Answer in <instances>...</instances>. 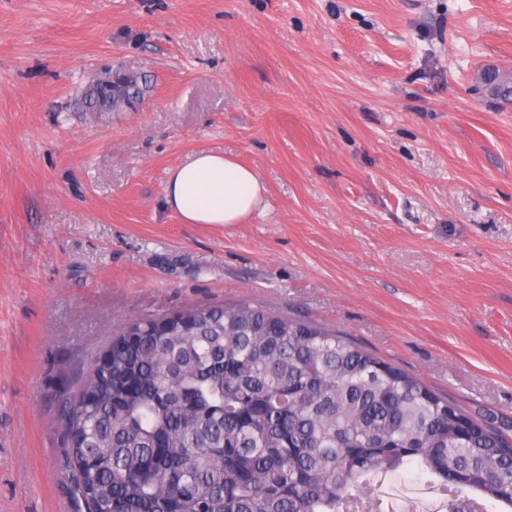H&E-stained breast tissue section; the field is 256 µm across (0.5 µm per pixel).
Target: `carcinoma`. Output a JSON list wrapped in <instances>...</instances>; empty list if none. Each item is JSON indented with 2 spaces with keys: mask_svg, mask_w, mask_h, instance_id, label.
Here are the masks:
<instances>
[{
  "mask_svg": "<svg viewBox=\"0 0 512 512\" xmlns=\"http://www.w3.org/2000/svg\"><path fill=\"white\" fill-rule=\"evenodd\" d=\"M77 97L129 112L144 76L109 65ZM64 402L67 480L87 512H356L415 463L512 510V440L348 335L248 301L127 322Z\"/></svg>",
  "mask_w": 512,
  "mask_h": 512,
  "instance_id": "1",
  "label": "carcinoma"
}]
</instances>
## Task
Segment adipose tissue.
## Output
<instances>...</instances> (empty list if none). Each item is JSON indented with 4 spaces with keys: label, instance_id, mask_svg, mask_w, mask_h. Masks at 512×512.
I'll list each match as a JSON object with an SVG mask.
<instances>
[{
    "label": "adipose tissue",
    "instance_id": "adipose-tissue-1",
    "mask_svg": "<svg viewBox=\"0 0 512 512\" xmlns=\"http://www.w3.org/2000/svg\"><path fill=\"white\" fill-rule=\"evenodd\" d=\"M266 187L256 170L221 152L202 151L171 169L167 207L184 224H240L263 203Z\"/></svg>",
    "mask_w": 512,
    "mask_h": 512
}]
</instances>
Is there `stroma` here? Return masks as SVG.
Listing matches in <instances>:
<instances>
[{"instance_id": "35a3bbf8", "label": "stroma", "mask_w": 512, "mask_h": 512, "mask_svg": "<svg viewBox=\"0 0 512 512\" xmlns=\"http://www.w3.org/2000/svg\"><path fill=\"white\" fill-rule=\"evenodd\" d=\"M140 112L74 111L100 68ZM512 0H0V512H86L65 395L130 318L247 301L344 331L512 436ZM252 166L264 206L184 224L169 171ZM385 512H434L416 466ZM486 71L481 76V83L483 85V90H486V94L494 98L496 96L499 102H512V81L510 82H500L497 84L495 95L491 93L490 87L491 85L497 83L500 74L503 71L499 69H495L493 66L485 67Z\"/></svg>"}]
</instances>
